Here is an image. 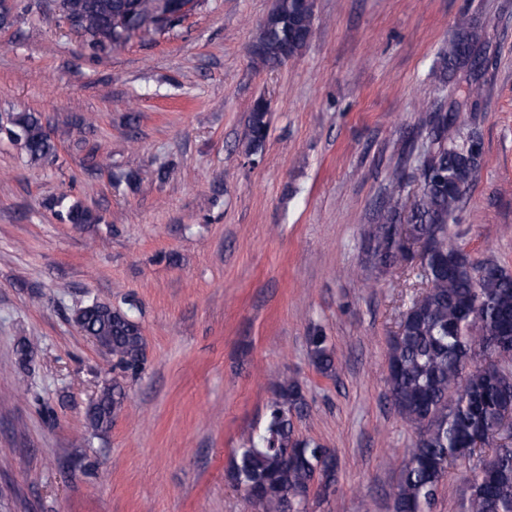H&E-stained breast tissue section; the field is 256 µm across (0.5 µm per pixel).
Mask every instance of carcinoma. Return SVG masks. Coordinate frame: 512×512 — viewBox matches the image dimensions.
<instances>
[{
  "label": "carcinoma",
  "instance_id": "cac0c4a2",
  "mask_svg": "<svg viewBox=\"0 0 512 512\" xmlns=\"http://www.w3.org/2000/svg\"><path fill=\"white\" fill-rule=\"evenodd\" d=\"M63 20L83 37L91 57L109 54L138 33L164 35L185 15L170 10L166 0H61ZM315 35L313 0H275L252 44L256 69H276L297 56ZM479 37L463 31L448 42L439 80L476 69ZM481 86L457 89L460 100L430 105L429 149L412 175L397 166L390 191L379 211V224L368 232L369 258L376 268L408 265L392 231L407 227L425 241L426 288L402 313L390 340L386 382L397 415L416 430V438L400 460L393 493V512H433L438 488L460 449L473 456L485 448L479 467L468 478L465 512H512V442L500 434L512 411V273L487 259L473 261L457 244L449 221L460 210L467 188L476 180L483 144L464 139L456 112L475 105ZM270 102L260 97L250 110L244 153L262 150L268 136ZM5 132L33 161L55 156L56 148L40 119L32 113L11 116ZM419 192L403 203L405 188ZM64 198L51 207L63 206ZM65 207V206H63ZM70 224H96L90 209L72 203L61 212ZM74 323L112 352L116 365L135 377L145 362V338L129 311L92 301L76 313ZM315 369L326 374L334 351L322 329L308 338ZM126 398L117 381L103 388L90 413L92 426L104 431ZM307 401L298 381L283 377L272 384L263 429L236 449L227 479L260 512H306L311 487L327 499L336 480L331 449L295 436L292 418Z\"/></svg>",
  "mask_w": 512,
  "mask_h": 512
}]
</instances>
